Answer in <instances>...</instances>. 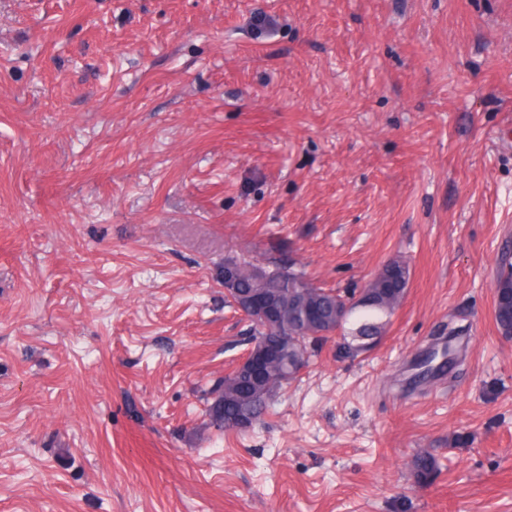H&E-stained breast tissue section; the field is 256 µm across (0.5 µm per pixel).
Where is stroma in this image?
I'll return each mask as SVG.
<instances>
[{"label": "stroma", "mask_w": 512, "mask_h": 512, "mask_svg": "<svg viewBox=\"0 0 512 512\" xmlns=\"http://www.w3.org/2000/svg\"><path fill=\"white\" fill-rule=\"evenodd\" d=\"M509 245L512 0H0V512H512ZM231 253L410 283L220 433ZM504 269L495 283L494 320L503 336H512V264ZM411 469L418 481H424L432 472L438 469V463L435 456L428 449H423L413 457Z\"/></svg>", "instance_id": "obj_1"}]
</instances>
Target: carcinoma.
Segmentation results:
<instances>
[{"label": "carcinoma", "mask_w": 512, "mask_h": 512, "mask_svg": "<svg viewBox=\"0 0 512 512\" xmlns=\"http://www.w3.org/2000/svg\"><path fill=\"white\" fill-rule=\"evenodd\" d=\"M235 261L238 287L251 288L258 283L270 294H286L291 300L313 295L323 310L322 332L313 334L297 324L295 312L289 313L288 321L294 326V335L289 337L288 343V362L292 364L288 368L289 384L298 380L301 369L310 365L312 358L317 355L318 343L328 333L338 329L343 332V349L349 355L355 356L369 351L382 336L390 317L404 302L410 280L407 262L394 259L383 265L363 288L341 293L332 288L315 287L303 271L292 267L286 269L277 264L268 266L257 281L252 276L242 274L243 270L251 266L250 262L240 256L235 257ZM390 274L395 278L393 288L386 286V279ZM346 301H354L357 306L348 320L338 324L336 310ZM494 320L502 335L512 336V270L501 271L496 280ZM235 373L236 370H231L204 390L209 425L221 432L225 430L226 422L240 419L251 425L258 422L284 386L276 378L271 386L263 388L252 401L239 404L232 395ZM411 469L417 480L424 481L438 469V463L429 450L423 449L413 457Z\"/></svg>", "instance_id": "carcinoma-1"}]
</instances>
